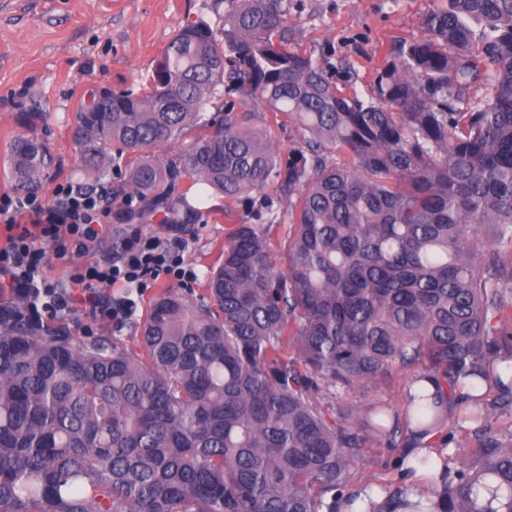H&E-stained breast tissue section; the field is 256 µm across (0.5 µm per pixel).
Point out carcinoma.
Returning a JSON list of instances; mask_svg holds the SVG:
<instances>
[{
	"label": "carcinoma",
	"instance_id": "1",
	"mask_svg": "<svg viewBox=\"0 0 512 512\" xmlns=\"http://www.w3.org/2000/svg\"><path fill=\"white\" fill-rule=\"evenodd\" d=\"M423 34L386 55L368 91L343 94L351 64L288 46V0H224L165 49L142 91H101L73 130L94 193L109 147L134 155L122 224L181 225L189 177L259 203L235 225L204 293L168 289L135 324L143 355L86 341L0 304V512H337L371 434L393 445L444 418L406 394L349 423L315 402L423 366L440 395L483 391L459 411L476 444L444 459L429 512H512V0H432ZM232 100L213 116L204 109ZM289 116L298 146L276 152L264 110ZM177 160L151 153L185 132ZM52 158L11 147L19 185ZM287 204L281 208V204ZM288 225L282 254L268 243ZM489 227L508 250L486 249ZM294 352L283 354V345ZM493 402H487L490 392ZM398 512L409 489L380 488Z\"/></svg>",
	"mask_w": 512,
	"mask_h": 512
}]
</instances>
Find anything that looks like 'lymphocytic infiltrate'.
Instances as JSON below:
<instances>
[{"label": "lymphocytic infiltrate", "mask_w": 512, "mask_h": 512, "mask_svg": "<svg viewBox=\"0 0 512 512\" xmlns=\"http://www.w3.org/2000/svg\"><path fill=\"white\" fill-rule=\"evenodd\" d=\"M100 196L83 194L71 186L57 190L53 204H43L34 193L0 196V223L9 232L0 245V286L18 296L29 297L33 313L54 319L73 310L74 296L60 289L46 273L44 252L36 240L48 242L56 258L73 260L70 280L89 290L87 302L94 321L122 326L134 314L133 293L143 292L159 278L177 281L192 279L185 268L183 247L162 245L152 234L132 230L120 242V256L109 263H77L90 243L104 232L111 217ZM102 285H118L127 293L116 299H100L93 290Z\"/></svg>", "instance_id": "f902f5d3"}]
</instances>
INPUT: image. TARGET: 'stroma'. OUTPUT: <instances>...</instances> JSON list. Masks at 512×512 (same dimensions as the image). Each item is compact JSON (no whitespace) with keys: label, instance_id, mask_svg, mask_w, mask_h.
Listing matches in <instances>:
<instances>
[{"label":"stroma","instance_id":"35a3bbf8","mask_svg":"<svg viewBox=\"0 0 512 512\" xmlns=\"http://www.w3.org/2000/svg\"><path fill=\"white\" fill-rule=\"evenodd\" d=\"M214 0H0V194L22 188L11 174L8 156L19 137L45 143L53 158L47 177L36 189L53 203L59 185H78L82 178L79 149L72 137L77 114L92 93L140 90L176 34L191 22L217 23ZM431 0H291L290 45L300 53L331 54L348 60L352 82L362 90L384 63L383 54L398 41L420 37L421 17ZM42 113L33 128L20 125L24 112ZM225 201L212 197L200 223L188 230L147 224L162 244L188 241L185 262L202 290L209 270L222 253L236 222ZM420 365L393 370L378 386L359 387L340 398L321 397L322 407L349 404L358 412L384 405L404 410L411 380ZM399 449L384 437L372 436L364 460L351 468L350 485L396 484Z\"/></svg>","mask_w":512,"mask_h":512}]
</instances>
